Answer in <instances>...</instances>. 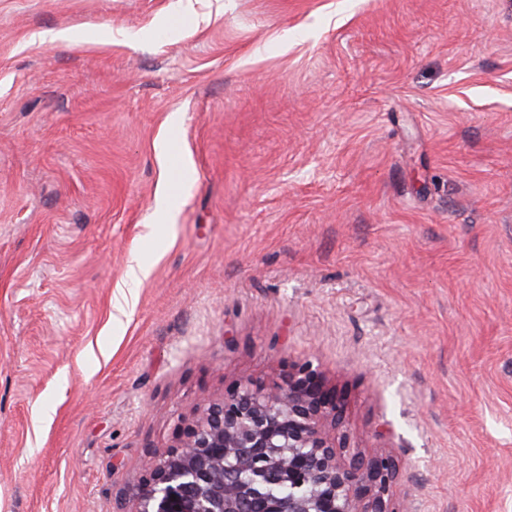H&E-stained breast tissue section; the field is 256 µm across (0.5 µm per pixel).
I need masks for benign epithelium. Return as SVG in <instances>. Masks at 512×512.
Here are the masks:
<instances>
[{
    "instance_id": "1",
    "label": "benign epithelium",
    "mask_w": 512,
    "mask_h": 512,
    "mask_svg": "<svg viewBox=\"0 0 512 512\" xmlns=\"http://www.w3.org/2000/svg\"><path fill=\"white\" fill-rule=\"evenodd\" d=\"M345 394L310 364L270 387L241 379L185 419L154 457L130 512H404L386 455L341 461Z\"/></svg>"
}]
</instances>
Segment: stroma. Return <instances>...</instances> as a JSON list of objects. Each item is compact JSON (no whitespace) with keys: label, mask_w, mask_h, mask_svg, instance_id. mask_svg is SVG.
Returning a JSON list of instances; mask_svg holds the SVG:
<instances>
[{"label":"stroma","mask_w":512,"mask_h":512,"mask_svg":"<svg viewBox=\"0 0 512 512\" xmlns=\"http://www.w3.org/2000/svg\"><path fill=\"white\" fill-rule=\"evenodd\" d=\"M305 361L397 502L512 512V0H0V512Z\"/></svg>","instance_id":"stroma-1"}]
</instances>
